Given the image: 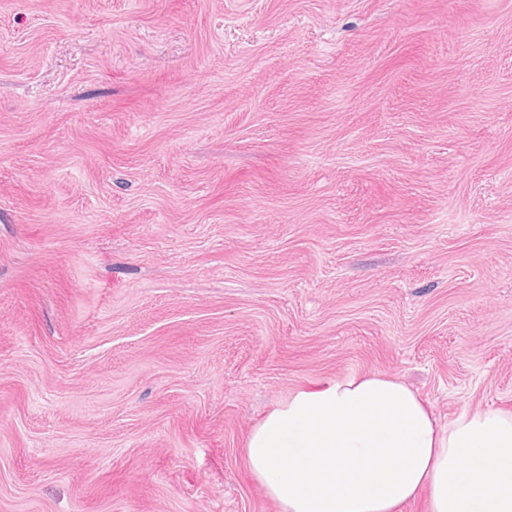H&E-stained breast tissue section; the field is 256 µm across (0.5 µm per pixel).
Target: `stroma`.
<instances>
[{
	"mask_svg": "<svg viewBox=\"0 0 512 512\" xmlns=\"http://www.w3.org/2000/svg\"><path fill=\"white\" fill-rule=\"evenodd\" d=\"M364 374L512 411V0H0V512H280Z\"/></svg>",
	"mask_w": 512,
	"mask_h": 512,
	"instance_id": "35a3bbf8",
	"label": "stroma"
}]
</instances>
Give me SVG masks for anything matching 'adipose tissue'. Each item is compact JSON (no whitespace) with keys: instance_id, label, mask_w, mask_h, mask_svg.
Returning <instances> with one entry per match:
<instances>
[{"instance_id":"obj_1","label":"adipose tissue","mask_w":512,"mask_h":512,"mask_svg":"<svg viewBox=\"0 0 512 512\" xmlns=\"http://www.w3.org/2000/svg\"><path fill=\"white\" fill-rule=\"evenodd\" d=\"M245 455L280 512H512V413L441 425L404 384L353 375L301 390L251 431Z\"/></svg>"}]
</instances>
